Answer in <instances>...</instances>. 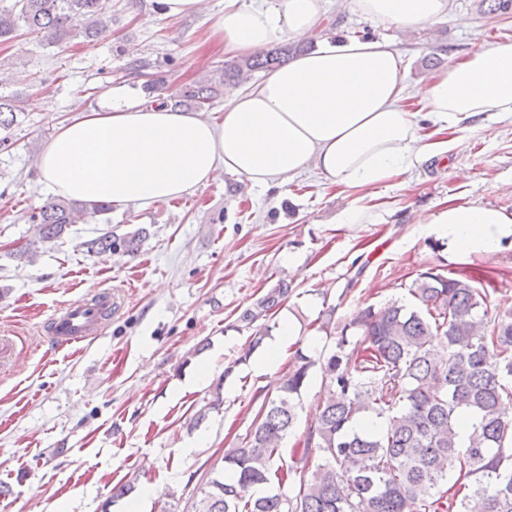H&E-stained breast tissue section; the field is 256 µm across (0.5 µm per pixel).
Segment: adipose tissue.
I'll list each match as a JSON object with an SVG mask.
<instances>
[{"mask_svg":"<svg viewBox=\"0 0 512 512\" xmlns=\"http://www.w3.org/2000/svg\"><path fill=\"white\" fill-rule=\"evenodd\" d=\"M449 6L353 0L365 19L406 33L432 27ZM322 11L323 0H284L280 8L228 0L211 37L226 55L252 54L284 39H314ZM406 74L391 42L354 39L322 43L254 87L229 86L217 120L111 95L56 129L39 157L40 173L56 194L118 208L183 197L222 170L263 188L312 169L327 185L359 189L448 153L441 132L487 112L512 115V41L483 43L417 82L430 134L405 103ZM416 221L463 254L494 252L512 236V214L477 204L423 212Z\"/></svg>","mask_w":512,"mask_h":512,"instance_id":"obj_1","label":"adipose tissue"}]
</instances>
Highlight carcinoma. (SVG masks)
<instances>
[{
  "label": "carcinoma",
  "mask_w": 512,
  "mask_h": 512,
  "mask_svg": "<svg viewBox=\"0 0 512 512\" xmlns=\"http://www.w3.org/2000/svg\"><path fill=\"white\" fill-rule=\"evenodd\" d=\"M25 30L47 44H90L112 34L107 0H0V42ZM299 48L241 57L186 91L196 109L212 105L226 82L283 65ZM20 111L0 96V145ZM110 211L63 197L31 216L42 243L68 226ZM140 233L106 232L101 254L132 253ZM412 306L361 309L336 330H321L328 353L297 355L224 466L200 483L188 512H512V311L489 316L486 292L466 277L422 272L408 288ZM288 295L281 280L243 319L253 324ZM357 329L358 335L349 334ZM321 389L299 458L276 465L294 429L310 370ZM365 420L371 426L359 429Z\"/></svg>",
  "instance_id": "cac0c4a2"
}]
</instances>
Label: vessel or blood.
Returning <instances> with one entry per match:
<instances>
[{
	"mask_svg": "<svg viewBox=\"0 0 512 512\" xmlns=\"http://www.w3.org/2000/svg\"><path fill=\"white\" fill-rule=\"evenodd\" d=\"M117 306L115 294L108 289L95 290L86 301L61 306L45 321L47 339L62 349L98 335L106 324L104 312Z\"/></svg>",
	"mask_w": 512,
	"mask_h": 512,
	"instance_id": "1",
	"label": "vessel or blood"
}]
</instances>
